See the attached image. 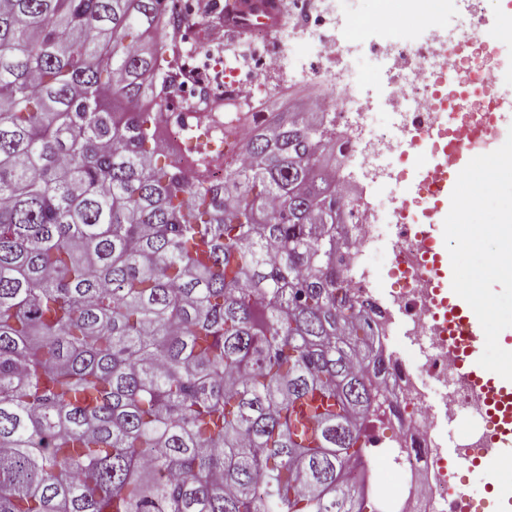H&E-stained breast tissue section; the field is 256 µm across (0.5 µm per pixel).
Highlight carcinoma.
<instances>
[{"mask_svg":"<svg viewBox=\"0 0 512 512\" xmlns=\"http://www.w3.org/2000/svg\"><path fill=\"white\" fill-rule=\"evenodd\" d=\"M170 0H0V512H366L386 370L307 112L191 182Z\"/></svg>","mask_w":512,"mask_h":512,"instance_id":"carcinoma-1","label":"carcinoma"}]
</instances>
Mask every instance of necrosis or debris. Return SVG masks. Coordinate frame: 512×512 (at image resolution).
Listing matches in <instances>:
<instances>
[{"label": "necrosis or debris", "instance_id": "4bbe7bcc", "mask_svg": "<svg viewBox=\"0 0 512 512\" xmlns=\"http://www.w3.org/2000/svg\"><path fill=\"white\" fill-rule=\"evenodd\" d=\"M442 2L441 12L422 18L427 36L411 42L384 14L360 13L355 0H290L277 29L255 20L260 39L251 42L250 57L186 59L184 88L221 93L223 121L186 111L176 97L157 115L160 139L194 177L201 173L198 152L220 156L225 145L242 139V112L304 92L330 130V154L353 162V169L334 175L343 218L336 227V270L349 294L360 299L371 298L386 277L402 282L390 298L400 322L371 320L393 352L383 379L390 405L379 420L397 425L399 436L380 456L397 482L373 478L365 465L353 472L376 512H465L452 494L436 415L453 420L482 409L481 398L456 373L423 242L406 226L409 207L427 211L433 191L426 183L406 199L382 191L390 180L405 186L417 145L445 159L491 122L490 92L501 76L468 40L481 26L482 0H472L463 13L457 0ZM423 374L439 402L419 385Z\"/></svg>", "mask_w": 512, "mask_h": 512}]
</instances>
